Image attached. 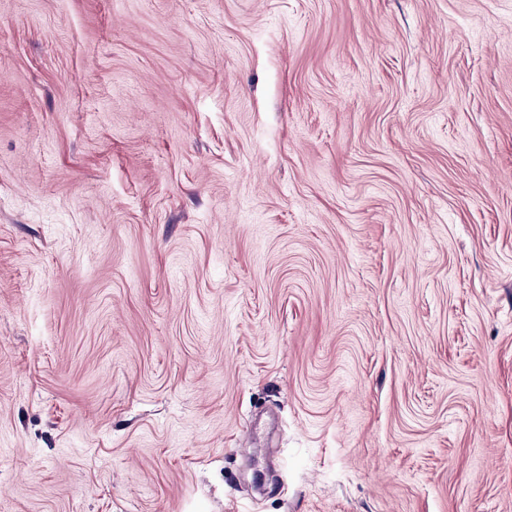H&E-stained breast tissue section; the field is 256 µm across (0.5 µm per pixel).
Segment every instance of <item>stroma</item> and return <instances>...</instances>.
I'll return each instance as SVG.
<instances>
[{"mask_svg": "<svg viewBox=\"0 0 512 512\" xmlns=\"http://www.w3.org/2000/svg\"><path fill=\"white\" fill-rule=\"evenodd\" d=\"M0 512H512V0H0Z\"/></svg>", "mask_w": 512, "mask_h": 512, "instance_id": "obj_1", "label": "stroma"}]
</instances>
